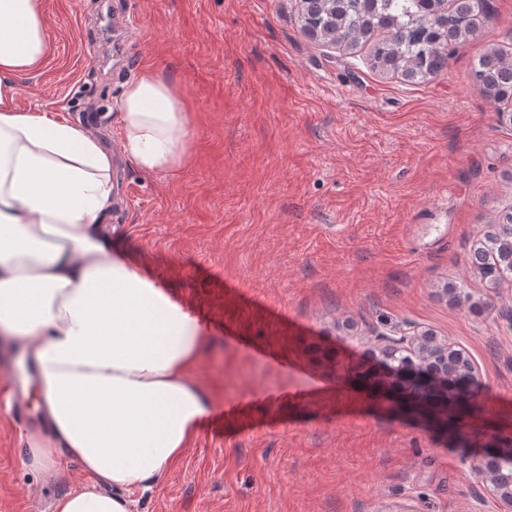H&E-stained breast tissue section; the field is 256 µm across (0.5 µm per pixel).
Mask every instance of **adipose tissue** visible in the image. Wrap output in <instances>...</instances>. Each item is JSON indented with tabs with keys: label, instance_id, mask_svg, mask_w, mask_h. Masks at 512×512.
<instances>
[{
	"label": "adipose tissue",
	"instance_id": "adipose-tissue-1",
	"mask_svg": "<svg viewBox=\"0 0 512 512\" xmlns=\"http://www.w3.org/2000/svg\"><path fill=\"white\" fill-rule=\"evenodd\" d=\"M50 49L43 0H0V332L31 357L50 424L30 435L27 467L48 474L75 459L90 479L52 512H137L210 410L192 377L206 338L113 249L112 155L98 137L16 109L18 77ZM114 108L141 170L183 164L180 86L145 67Z\"/></svg>",
	"mask_w": 512,
	"mask_h": 512
}]
</instances>
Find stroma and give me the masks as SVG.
Here are the masks:
<instances>
[{"instance_id": "1", "label": "stroma", "mask_w": 512, "mask_h": 512, "mask_svg": "<svg viewBox=\"0 0 512 512\" xmlns=\"http://www.w3.org/2000/svg\"><path fill=\"white\" fill-rule=\"evenodd\" d=\"M137 39L105 65L99 0H44L53 49L14 104L98 124L128 204L105 224L205 329L193 371L216 420L138 512H500L474 461L512 437V276L469 262L512 211V100L479 93L490 49L512 53V0L444 69L417 84L369 45L330 48L301 29V0H109ZM189 103L188 160L166 174L125 154L113 109L140 68ZM465 285L463 302L447 284ZM433 333L481 384L454 430L371 401L353 370L378 337ZM29 428L0 403V512H51L87 479L24 464Z\"/></svg>"}]
</instances>
